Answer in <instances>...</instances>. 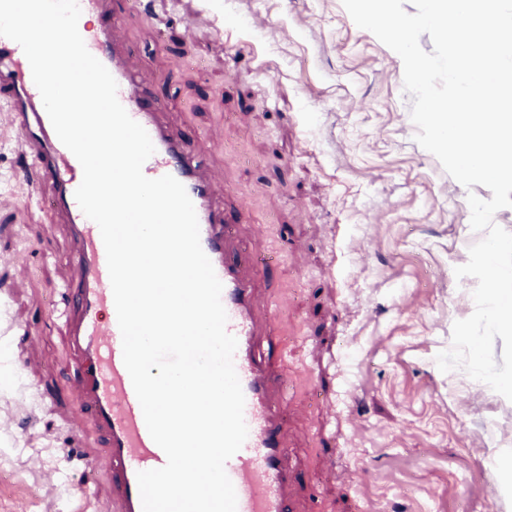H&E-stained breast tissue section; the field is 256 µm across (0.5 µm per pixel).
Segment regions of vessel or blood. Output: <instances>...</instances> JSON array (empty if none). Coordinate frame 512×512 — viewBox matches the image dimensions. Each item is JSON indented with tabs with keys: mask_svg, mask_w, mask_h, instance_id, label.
<instances>
[{
	"mask_svg": "<svg viewBox=\"0 0 512 512\" xmlns=\"http://www.w3.org/2000/svg\"><path fill=\"white\" fill-rule=\"evenodd\" d=\"M82 16L98 22L85 40L89 52L110 71L118 84V99L129 116L149 134L154 154L143 173L155 179L169 174L179 180L192 200L200 228V243L223 285L221 300L228 332L238 341L234 366L245 396L248 436L225 465L237 495V512H294L289 489L295 480L287 466L288 425L281 410L284 379L274 368L288 357V346L270 338L276 310L283 297L258 314L246 266L264 264L260 255L244 256L236 244L234 224L211 192L209 180L186 147L183 133L165 125L162 102L151 95L147 81L132 67L133 50L117 32L121 17L113 0H78ZM0 112L24 142L31 161L28 179L51 183L49 204L70 224L77 250L69 261L78 272L70 286L75 301L71 343L82 361L74 369L82 398V419L92 421L106 438L112 461L114 512H142L138 472L166 463L163 450L151 438L123 362L106 252L98 225L87 218L75 199L83 171L75 156L58 139L35 86L22 48L0 36Z\"/></svg>",
	"mask_w": 512,
	"mask_h": 512,
	"instance_id": "vessel-or-blood-1",
	"label": "vessel or blood"
}]
</instances>
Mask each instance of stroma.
<instances>
[{"instance_id": "35a3bbf8", "label": "stroma", "mask_w": 512, "mask_h": 512, "mask_svg": "<svg viewBox=\"0 0 512 512\" xmlns=\"http://www.w3.org/2000/svg\"><path fill=\"white\" fill-rule=\"evenodd\" d=\"M155 8L163 25L124 14L133 67L238 210L240 240L270 256L258 307L288 296L294 512H512L492 454L512 448V401L436 363L474 311L476 279L454 274L482 238L467 196L492 193L417 144L399 56L342 0ZM26 173L0 127V512H113L103 436L73 423L74 237Z\"/></svg>"}]
</instances>
